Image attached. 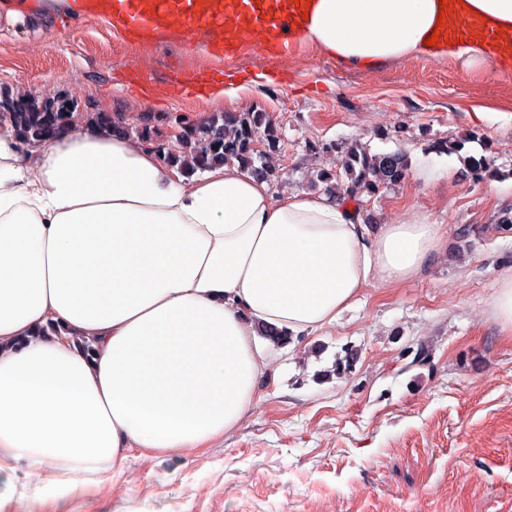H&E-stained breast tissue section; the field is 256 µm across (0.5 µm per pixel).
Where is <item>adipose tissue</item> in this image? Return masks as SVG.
I'll list each match as a JSON object with an SVG mask.
<instances>
[{
	"mask_svg": "<svg viewBox=\"0 0 512 512\" xmlns=\"http://www.w3.org/2000/svg\"><path fill=\"white\" fill-rule=\"evenodd\" d=\"M438 0H312L290 41L373 71L426 54ZM463 74L512 45H451ZM447 241L410 213L369 233L328 195L274 198L238 164L186 177L96 126L21 152L0 127V463L70 492L132 452L204 447L254 407L263 332L335 323Z\"/></svg>",
	"mask_w": 512,
	"mask_h": 512,
	"instance_id": "ef3b65f1",
	"label": "adipose tissue"
}]
</instances>
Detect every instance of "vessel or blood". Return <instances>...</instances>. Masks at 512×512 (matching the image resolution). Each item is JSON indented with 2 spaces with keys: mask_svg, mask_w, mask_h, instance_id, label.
I'll return each mask as SVG.
<instances>
[{
  "mask_svg": "<svg viewBox=\"0 0 512 512\" xmlns=\"http://www.w3.org/2000/svg\"><path fill=\"white\" fill-rule=\"evenodd\" d=\"M89 8L112 17L129 33L155 39L204 27L228 58L259 36L286 51L281 33L297 25L302 14L295 0H89ZM440 34L452 42L479 41L491 48L504 43L502 32L478 16H450Z\"/></svg>",
  "mask_w": 512,
  "mask_h": 512,
  "instance_id": "vessel-or-blood-1",
  "label": "vessel or blood"
}]
</instances>
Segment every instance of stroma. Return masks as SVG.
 I'll use <instances>...</instances> for the list:
<instances>
[{"label":"stroma","instance_id":"1","mask_svg":"<svg viewBox=\"0 0 512 512\" xmlns=\"http://www.w3.org/2000/svg\"><path fill=\"white\" fill-rule=\"evenodd\" d=\"M235 73L237 97L212 75ZM208 79L205 95L169 78ZM65 94L93 111L143 119L164 136L178 121L265 112L277 130L274 196L324 193L316 173L340 168L357 142L437 166L357 197L370 230L412 211L445 225L448 244L424 272L371 283L332 325L274 350L259 400L242 422L189 454L130 456L108 490H36L0 469V512H512V338L491 313L512 272V62L466 77L447 56L373 73L308 45L270 55L263 40L233 58L210 38L135 39L94 15L0 17V94ZM499 113L476 125L471 114ZM457 150L437 151L439 142ZM494 177L475 180L472 156ZM356 358L346 373L336 364Z\"/></svg>","mask_w":512,"mask_h":512}]
</instances>
